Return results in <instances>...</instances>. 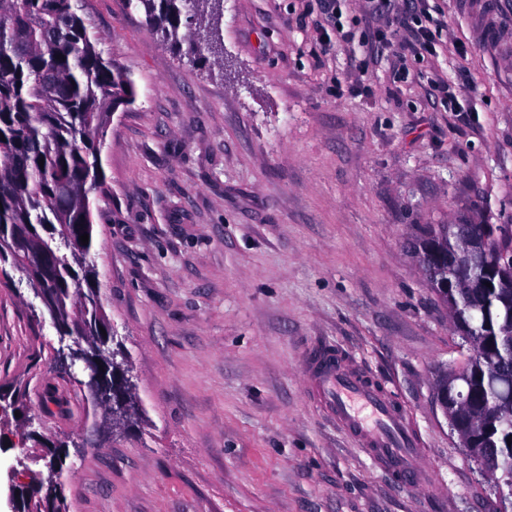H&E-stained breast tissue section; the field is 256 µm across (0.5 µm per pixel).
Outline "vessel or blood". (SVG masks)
Instances as JSON below:
<instances>
[{
    "instance_id": "1",
    "label": "vessel or blood",
    "mask_w": 512,
    "mask_h": 512,
    "mask_svg": "<svg viewBox=\"0 0 512 512\" xmlns=\"http://www.w3.org/2000/svg\"><path fill=\"white\" fill-rule=\"evenodd\" d=\"M303 375L313 397L350 433L359 448L392 470L406 489L421 483V449L409 422L365 372L322 347L310 348Z\"/></svg>"
}]
</instances>
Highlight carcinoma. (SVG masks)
Segmentation results:
<instances>
[{
	"instance_id": "cac0c4a2",
	"label": "carcinoma",
	"mask_w": 512,
	"mask_h": 512,
	"mask_svg": "<svg viewBox=\"0 0 512 512\" xmlns=\"http://www.w3.org/2000/svg\"><path fill=\"white\" fill-rule=\"evenodd\" d=\"M144 15L162 41L180 47L195 61L207 56L223 60L220 20L224 0H127ZM64 58L59 59L57 55ZM135 101L131 77L99 48L89 34L86 0H0V237L15 238L18 248L0 250V260L27 275L37 272V254H55V271L43 292L54 313L63 318L58 335L71 343L66 353H103L110 363L105 377L117 391L133 389L128 357L110 349L109 329L99 299L97 272L90 260L92 244L80 236L93 234L90 195L103 183L101 147L121 105ZM44 165H39V162ZM502 224H430L413 248L437 246L448 256L427 275L448 281L439 295L461 339L459 385L472 398V413L450 421L451 429L471 439L495 470L502 501L512 506V409L499 400L498 370L512 366V280L503 281L512 249ZM483 239L498 256L499 270L482 279L463 270L457 260L461 239ZM34 503H50L51 512L65 509L64 485L47 490L35 486Z\"/></svg>"
}]
</instances>
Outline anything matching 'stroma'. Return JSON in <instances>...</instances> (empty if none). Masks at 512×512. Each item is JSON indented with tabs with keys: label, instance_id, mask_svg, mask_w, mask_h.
Here are the masks:
<instances>
[{
	"label": "stroma",
	"instance_id": "1",
	"mask_svg": "<svg viewBox=\"0 0 512 512\" xmlns=\"http://www.w3.org/2000/svg\"><path fill=\"white\" fill-rule=\"evenodd\" d=\"M435 49L344 0H224V62L163 44L126 0H88L131 76L101 149L91 258L140 419L107 435L25 275H0V512L65 446L67 512H502L435 401L461 358L408 252L417 226L512 225V0H420ZM405 61L408 81L393 78ZM448 85L462 105L449 110ZM360 366L412 422L399 488L309 395L310 343ZM61 403L41 414L46 392ZM23 417H16V407Z\"/></svg>",
	"mask_w": 512,
	"mask_h": 512
}]
</instances>
